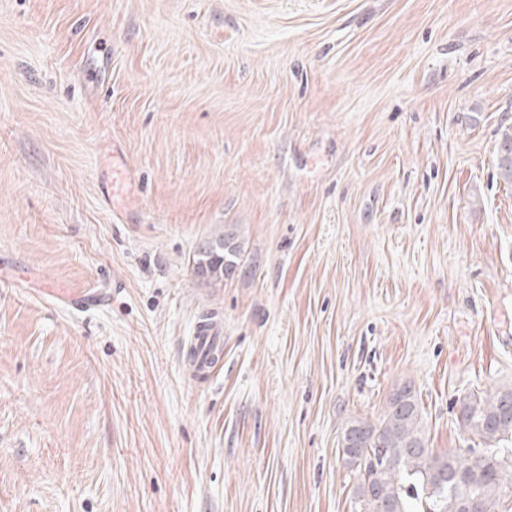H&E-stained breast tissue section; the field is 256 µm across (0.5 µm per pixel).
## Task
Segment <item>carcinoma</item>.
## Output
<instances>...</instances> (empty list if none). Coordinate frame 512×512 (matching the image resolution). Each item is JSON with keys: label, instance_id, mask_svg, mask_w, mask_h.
<instances>
[{"label": "carcinoma", "instance_id": "obj_1", "mask_svg": "<svg viewBox=\"0 0 512 512\" xmlns=\"http://www.w3.org/2000/svg\"><path fill=\"white\" fill-rule=\"evenodd\" d=\"M499 178L512 184V125L501 126L498 141ZM206 264L202 282L219 286L224 279L250 272L246 242L232 225L204 238ZM512 399V387L492 394H472L460 403V425L483 448L438 453L428 447L422 410L413 389L404 385L391 395L380 424L354 420L343 440L348 460L357 463L356 495L361 512H499L503 489L512 486V429L498 419Z\"/></svg>", "mask_w": 512, "mask_h": 512}]
</instances>
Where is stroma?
<instances>
[{"mask_svg": "<svg viewBox=\"0 0 512 512\" xmlns=\"http://www.w3.org/2000/svg\"><path fill=\"white\" fill-rule=\"evenodd\" d=\"M504 123L512 0H0V512H358L343 431L403 385L468 448L512 385ZM497 170L501 180L512 184V125L501 126L498 141ZM203 240L204 253L196 255L197 251H201L198 245L193 256L197 262L206 263L208 274L200 279L198 268L192 265L197 279L208 285L220 286L224 283V278H233L236 273L249 274V265L244 260L247 253L246 242L236 227L220 226ZM203 362V373H209L214 368L211 358L224 356V332L220 321L204 320L199 323L194 332L192 346Z\"/></svg>", "mask_w": 512, "mask_h": 512, "instance_id": "35a3bbf8", "label": "stroma"}]
</instances>
